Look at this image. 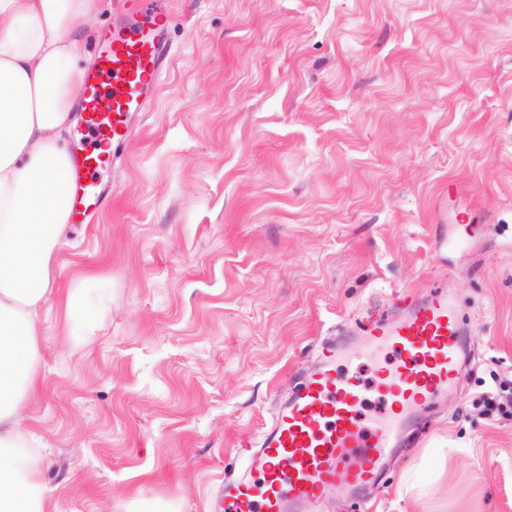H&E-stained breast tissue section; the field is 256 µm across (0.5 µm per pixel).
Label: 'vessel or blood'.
Instances as JSON below:
<instances>
[{"label":"vessel or blood","instance_id":"b4317fda","mask_svg":"<svg viewBox=\"0 0 512 512\" xmlns=\"http://www.w3.org/2000/svg\"><path fill=\"white\" fill-rule=\"evenodd\" d=\"M172 26L167 0H125L102 31L80 104L91 138L110 149L74 152L67 186L73 223H87L108 204L98 175L118 160L135 113L154 100L171 56ZM393 306L361 340L323 342L320 371L304 377L246 448L245 473L225 475L224 512H315L333 486L353 496L383 486L403 430L445 397L463 356V315L440 286L396 297ZM380 351L393 358L371 383L351 373L358 360Z\"/></svg>","mask_w":512,"mask_h":512}]
</instances>
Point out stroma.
I'll return each instance as SVG.
<instances>
[{"instance_id":"obj_1","label":"stroma","mask_w":512,"mask_h":512,"mask_svg":"<svg viewBox=\"0 0 512 512\" xmlns=\"http://www.w3.org/2000/svg\"><path fill=\"white\" fill-rule=\"evenodd\" d=\"M172 59L39 316L49 512H221L325 337L436 284L459 384L368 503L512 512V0H169ZM463 216L465 245L435 246ZM111 300L88 336L65 298ZM512 381L503 380L494 393H486L483 396V403L488 414L500 412L509 407L512 408Z\"/></svg>"}]
</instances>
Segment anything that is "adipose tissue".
<instances>
[{
  "label": "adipose tissue",
  "instance_id": "adipose-tissue-1",
  "mask_svg": "<svg viewBox=\"0 0 512 512\" xmlns=\"http://www.w3.org/2000/svg\"><path fill=\"white\" fill-rule=\"evenodd\" d=\"M91 5L0 0V512H48L28 407L42 380L37 317L69 228L73 157L61 139L78 122ZM107 302L105 289L73 288L72 333H87Z\"/></svg>",
  "mask_w": 512,
  "mask_h": 512
}]
</instances>
